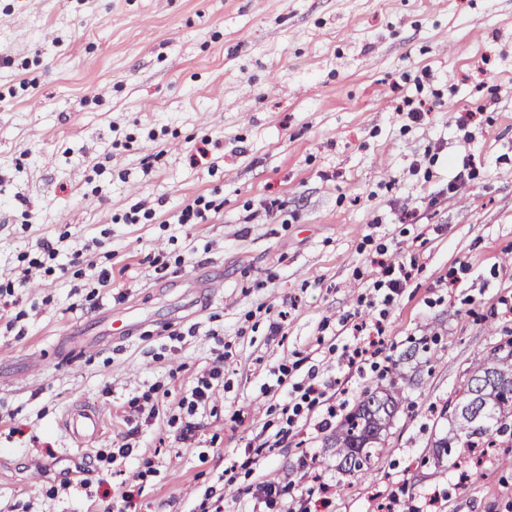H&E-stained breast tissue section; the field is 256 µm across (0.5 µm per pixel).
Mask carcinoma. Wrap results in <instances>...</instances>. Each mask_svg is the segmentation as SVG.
I'll use <instances>...</instances> for the list:
<instances>
[{"instance_id":"obj_1","label":"carcinoma","mask_w":512,"mask_h":512,"mask_svg":"<svg viewBox=\"0 0 512 512\" xmlns=\"http://www.w3.org/2000/svg\"><path fill=\"white\" fill-rule=\"evenodd\" d=\"M512 386V341L495 347L471 369L467 383L458 393L448 431L436 439V458L442 459L463 449L492 445L495 435L512 436V396L494 387L480 392L489 377ZM405 401L396 382L387 388L366 390L336 426L333 447L341 457L344 471L355 476L365 474L381 444L382 432Z\"/></svg>"}]
</instances>
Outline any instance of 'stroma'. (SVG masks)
<instances>
[{
  "label": "stroma",
  "instance_id": "obj_1",
  "mask_svg": "<svg viewBox=\"0 0 512 512\" xmlns=\"http://www.w3.org/2000/svg\"><path fill=\"white\" fill-rule=\"evenodd\" d=\"M197 198L206 221L178 223ZM45 240L82 250L81 276ZM382 253L415 270L360 371L341 354ZM33 260L0 292V512H252L262 481L290 486L280 512L322 484L330 512H512V444L464 483L433 450L512 338V0H0V283ZM219 358L223 390L189 411ZM312 371L345 407L402 386L365 475L338 469L324 407L287 423ZM146 393L152 418L129 405ZM78 404L101 418L80 446ZM63 427L74 439L82 441L99 433L100 416L95 410L82 406L75 407L67 414Z\"/></svg>",
  "mask_w": 512,
  "mask_h": 512
}]
</instances>
